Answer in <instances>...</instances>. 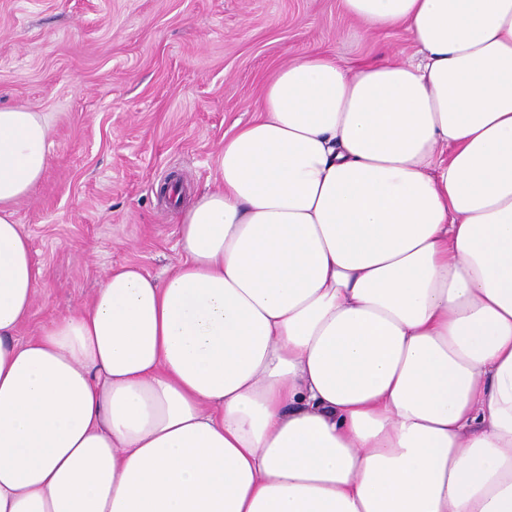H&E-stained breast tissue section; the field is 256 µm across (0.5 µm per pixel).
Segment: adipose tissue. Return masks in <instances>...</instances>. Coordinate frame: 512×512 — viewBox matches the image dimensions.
Listing matches in <instances>:
<instances>
[{"mask_svg":"<svg viewBox=\"0 0 512 512\" xmlns=\"http://www.w3.org/2000/svg\"><path fill=\"white\" fill-rule=\"evenodd\" d=\"M406 63L282 67L165 276L19 338L49 161L0 107V512H512V0H342Z\"/></svg>","mask_w":512,"mask_h":512,"instance_id":"ef3b65f1","label":"adipose tissue"}]
</instances>
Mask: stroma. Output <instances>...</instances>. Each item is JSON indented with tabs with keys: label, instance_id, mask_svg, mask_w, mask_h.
Returning a JSON list of instances; mask_svg holds the SVG:
<instances>
[{
	"label": "stroma",
	"instance_id": "1",
	"mask_svg": "<svg viewBox=\"0 0 512 512\" xmlns=\"http://www.w3.org/2000/svg\"><path fill=\"white\" fill-rule=\"evenodd\" d=\"M326 52L405 62L402 27L372 31L341 0H0V106L42 113L52 148L17 207L45 269L21 337L81 308L109 269L180 259L178 208L213 185L235 124L281 66Z\"/></svg>",
	"mask_w": 512,
	"mask_h": 512
}]
</instances>
